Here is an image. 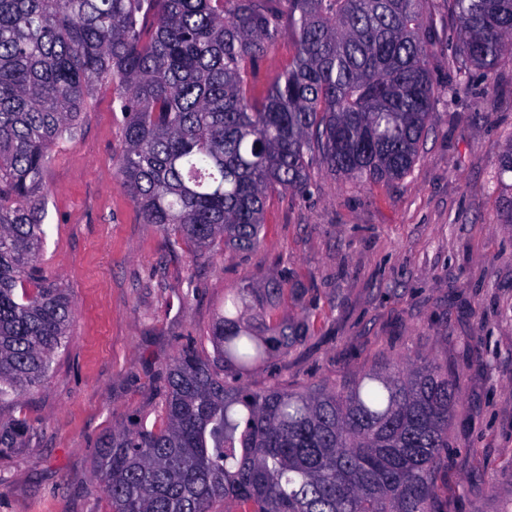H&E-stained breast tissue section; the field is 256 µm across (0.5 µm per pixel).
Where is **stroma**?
<instances>
[{
  "label": "stroma",
  "mask_w": 512,
  "mask_h": 512,
  "mask_svg": "<svg viewBox=\"0 0 512 512\" xmlns=\"http://www.w3.org/2000/svg\"><path fill=\"white\" fill-rule=\"evenodd\" d=\"M435 120L411 173L365 184L311 168L310 191L268 195L261 244L192 259L143 222L114 175L123 115L95 91L74 144L46 173L44 275L68 288L69 342L42 385L0 403L32 428L0 457V512H110L95 477L112 425L153 423L161 373L183 348L214 359L224 294L284 279L278 316L308 315L298 346L244 374L254 391L343 388L367 371L425 359L457 380L439 512L512 503V59L449 87L448 53L430 60Z\"/></svg>",
  "instance_id": "stroma-1"
}]
</instances>
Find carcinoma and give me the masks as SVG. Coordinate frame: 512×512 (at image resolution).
Wrapping results in <instances>:
<instances>
[{"label":"carcinoma","instance_id":"carcinoma-1","mask_svg":"<svg viewBox=\"0 0 512 512\" xmlns=\"http://www.w3.org/2000/svg\"><path fill=\"white\" fill-rule=\"evenodd\" d=\"M429 2L0 0V402L36 389L67 344L69 293L36 281L45 173L94 87L111 84L124 116L114 171L143 222L195 259L250 250L267 195L306 193L317 162L366 183L412 171L438 101ZM285 24L295 53L263 85ZM448 29V84L491 76L512 57V0H448ZM286 285L228 291L210 337L224 372L181 351L158 420L103 436L111 512H215L229 497L241 512H435L448 372L397 363L341 390L228 380L304 341L308 320L277 318ZM29 431L1 419L0 455Z\"/></svg>","mask_w":512,"mask_h":512}]
</instances>
